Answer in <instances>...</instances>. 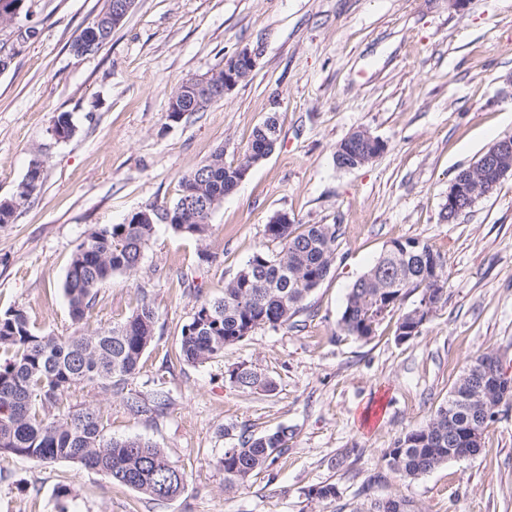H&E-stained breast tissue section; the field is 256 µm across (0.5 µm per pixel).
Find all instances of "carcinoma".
<instances>
[{
	"label": "carcinoma",
	"instance_id": "carcinoma-1",
	"mask_svg": "<svg viewBox=\"0 0 512 512\" xmlns=\"http://www.w3.org/2000/svg\"><path fill=\"white\" fill-rule=\"evenodd\" d=\"M276 118L257 126L237 163L224 162V152L181 179L179 200L169 207L150 204V214L169 210L179 220L169 228L182 236L203 240L211 224L193 220L182 208L188 197L218 198L235 188L241 175L272 152L277 141ZM343 139L336 153H384L386 143L370 145ZM156 225L108 224L80 242L66 271L63 289L71 320L83 321L95 299V290L118 273L134 270L152 238ZM265 237L279 251H255L224 286V296L196 306L191 321L182 327L179 360L203 365L224 354L259 327L276 328L303 310V302L329 273L336 254L338 229L334 224H309L296 231L288 214H277L265 225ZM447 260L433 246L416 239L394 240L375 264L358 278L346 295L339 319L348 336L368 340L402 299L420 294L419 304L434 312L448 301ZM417 309L403 313L395 336L411 339L421 333ZM157 314L141 300L124 321L93 333L39 336L21 310L0 313V350L9 357L0 363V456L37 462L69 461L120 483L151 501L165 502L184 489L183 468L164 450L139 437L106 438L104 420L95 408L72 409L67 402L77 387H98L122 397L136 415L160 414L169 404L161 389L144 398L129 388L140 362L154 341ZM505 377L499 358L484 353L466 364L448 399L424 427L404 433L383 455L387 468L410 480L457 460L477 449L469 447L466 432L474 425L485 430L493 421L497 403L491 381ZM229 382L242 389L272 392L274 382L256 370L238 366L228 372ZM293 430L279 426L268 433L242 432L237 443L224 449L218 465L224 470L227 490L243 484L253 474L270 468L288 451ZM307 497L326 502L336 498L332 483L313 486Z\"/></svg>",
	"mask_w": 512,
	"mask_h": 512
}]
</instances>
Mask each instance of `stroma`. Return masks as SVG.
Returning <instances> with one entry per match:
<instances>
[{
  "mask_svg": "<svg viewBox=\"0 0 512 512\" xmlns=\"http://www.w3.org/2000/svg\"><path fill=\"white\" fill-rule=\"evenodd\" d=\"M107 0H25L0 22V200L32 160L36 194L0 225V312L26 313L41 336L92 332L125 320L140 300L157 312L134 391H168L164 413L129 412L100 388L71 406L104 415L105 434L163 448L186 474L156 503L67 461H0V512H368L412 500L419 512H512V400L474 456L409 480L383 455L426 426L466 363L492 352L512 378V175L455 222L442 221L456 174L512 136V0H135L111 39L78 55L73 40ZM260 48L257 69L230 94L178 123L168 105L183 81L219 71L225 56ZM67 114L73 135L54 138ZM276 115L279 138L213 211L203 241L157 225L137 268L99 287L73 326L63 282L75 246L145 205H171L182 178L216 152L237 161L252 131ZM365 129L386 151L358 169L337 145ZM278 213L296 226L335 224L329 274L288 323L256 329L202 366L178 359L195 306L258 249ZM447 259L448 303L419 336L395 337L397 314L371 340L339 327L346 294L394 240ZM209 261H201V252ZM246 365L273 393L231 385ZM294 429L287 453L232 490L217 464L242 431ZM336 486L333 501L308 499Z\"/></svg>",
  "mask_w": 512,
  "mask_h": 512,
  "instance_id": "obj_1",
  "label": "stroma"
}]
</instances>
